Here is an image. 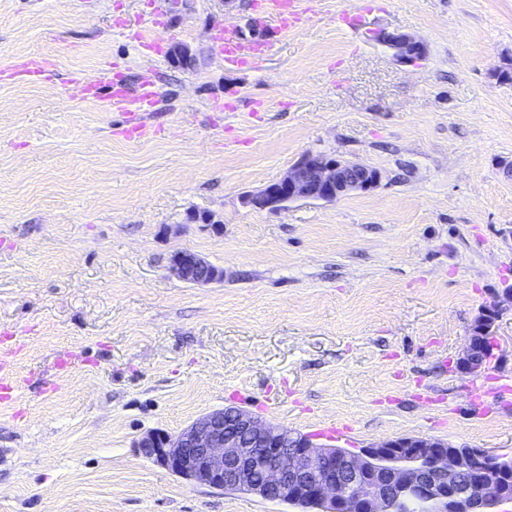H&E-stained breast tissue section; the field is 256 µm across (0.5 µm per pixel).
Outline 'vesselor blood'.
Segmentation results:
<instances>
[{
  "label": "vessel or blood",
  "instance_id": "1",
  "mask_svg": "<svg viewBox=\"0 0 512 512\" xmlns=\"http://www.w3.org/2000/svg\"><path fill=\"white\" fill-rule=\"evenodd\" d=\"M264 12L274 24V31L279 35H287L302 26L305 11L301 0H262ZM213 40L219 56L230 66L243 67L265 56L271 49L270 43L248 44L240 41L234 32L225 27L216 28ZM74 90L79 98L86 103L98 104L108 102L112 107L120 108L130 114L131 119L125 134L130 138H141L151 133L152 128L145 121L156 103V90L150 80H142L137 94H130L120 83L109 82L108 85L86 84L74 80ZM14 347L9 343L0 344V401H10L19 388L14 376L10 357ZM512 393V384L494 383L475 388L473 400L481 405L482 413H490L491 407L485 402L486 396L497 398Z\"/></svg>",
  "mask_w": 512,
  "mask_h": 512
}]
</instances>
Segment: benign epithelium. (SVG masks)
<instances>
[{
    "mask_svg": "<svg viewBox=\"0 0 512 512\" xmlns=\"http://www.w3.org/2000/svg\"><path fill=\"white\" fill-rule=\"evenodd\" d=\"M382 40L402 64L424 55V46L407 33H385ZM380 179L379 171L365 164L306 153L249 203L279 211L299 200L334 201L369 191ZM168 268L193 285L224 279V270L188 250L172 254ZM503 312L496 301L481 309L455 363L457 372L477 376L485 370ZM137 447L196 484L298 505L309 502L318 512H397L399 503L411 501L427 506V512H495L499 503L512 499L499 478L484 470L489 462L498 472L512 473V459L488 451L468 452L437 438L402 436L358 453H338L234 407L210 412L178 434L148 433Z\"/></svg>",
    "mask_w": 512,
    "mask_h": 512,
    "instance_id": "benign-epithelium-1",
    "label": "benign epithelium"
}]
</instances>
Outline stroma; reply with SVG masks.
<instances>
[{
    "label": "stroma",
    "instance_id": "obj_1",
    "mask_svg": "<svg viewBox=\"0 0 512 512\" xmlns=\"http://www.w3.org/2000/svg\"><path fill=\"white\" fill-rule=\"evenodd\" d=\"M304 7L284 37L256 0H0V337L20 344L23 380L0 403V512H299L191 483L135 446L227 406L351 453L427 436L512 458V404L482 417L469 398L512 379V309L485 373L454 369L512 285V0ZM155 19L159 51L139 49L131 32ZM224 25L273 51L225 68ZM393 31L424 56L396 62ZM36 56L46 77L5 75ZM77 76L153 80L155 134L125 137L126 114L81 103ZM308 152L381 181L279 212L246 204ZM193 211L222 227L187 223ZM180 250L223 280L173 276ZM69 355L79 372L59 370Z\"/></svg>",
    "mask_w": 512,
    "mask_h": 512
}]
</instances>
